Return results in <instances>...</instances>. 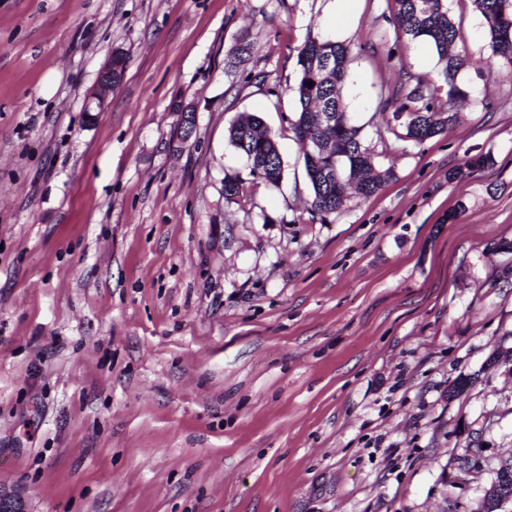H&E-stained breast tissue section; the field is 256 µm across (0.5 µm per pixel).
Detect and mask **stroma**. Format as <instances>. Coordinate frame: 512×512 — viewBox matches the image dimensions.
<instances>
[{
    "instance_id": "stroma-1",
    "label": "stroma",
    "mask_w": 512,
    "mask_h": 512,
    "mask_svg": "<svg viewBox=\"0 0 512 512\" xmlns=\"http://www.w3.org/2000/svg\"><path fill=\"white\" fill-rule=\"evenodd\" d=\"M448 7L465 96L415 144L389 89L447 85L390 0H0V486L27 512H483L512 457V83ZM316 34L349 44L346 110L393 171L326 216L289 125ZM243 112L280 188L228 141ZM113 65L118 70L120 67V72L117 70L114 73L115 77V85L118 86L124 76V61L121 54L116 53L112 56V59L105 67V69L100 74L98 79V83L91 93L89 106L87 111L90 112H102L109 104V97L112 94L113 90ZM228 140L250 163L252 172L268 185L278 187L283 161L270 131L255 114L241 113L228 129Z\"/></svg>"
}]
</instances>
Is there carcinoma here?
<instances>
[{
  "mask_svg": "<svg viewBox=\"0 0 512 512\" xmlns=\"http://www.w3.org/2000/svg\"><path fill=\"white\" fill-rule=\"evenodd\" d=\"M398 30L412 40L434 45L448 90L441 96L428 79L405 73L393 107L389 132L398 140L417 144L444 133L456 122L455 101L462 95L456 76L464 59L450 52L458 36L449 16L447 0H392ZM484 17L493 52L512 67V0H473ZM254 45L243 38L229 55L234 67L251 56ZM349 47L330 37H308L298 50V81L293 88L297 110L290 126L300 145L312 188L311 209L319 214L336 212L346 189L354 187L365 197L375 194L392 175V169L374 164L363 146L360 128L353 124L342 101ZM402 132H397V129ZM228 140L250 163L252 172L272 187L279 186L283 161L270 131L255 114L242 113L230 125Z\"/></svg>",
  "mask_w": 512,
  "mask_h": 512,
  "instance_id": "cac0c4a2",
  "label": "carcinoma"
}]
</instances>
